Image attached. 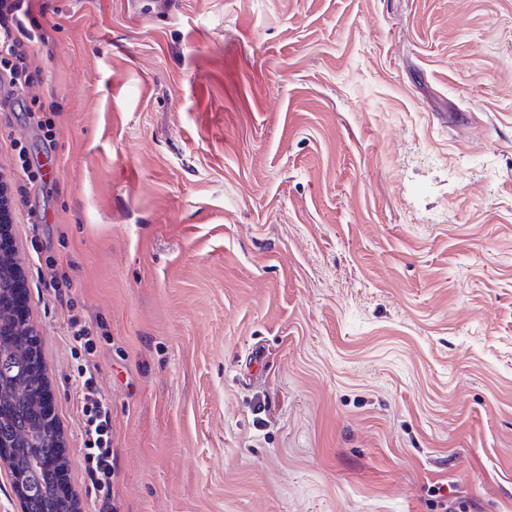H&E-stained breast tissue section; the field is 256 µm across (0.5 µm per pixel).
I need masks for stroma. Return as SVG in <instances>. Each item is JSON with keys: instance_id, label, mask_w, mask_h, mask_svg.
Instances as JSON below:
<instances>
[{"instance_id": "35a3bbf8", "label": "stroma", "mask_w": 512, "mask_h": 512, "mask_svg": "<svg viewBox=\"0 0 512 512\" xmlns=\"http://www.w3.org/2000/svg\"><path fill=\"white\" fill-rule=\"evenodd\" d=\"M25 23L0 174L78 512L74 315L114 512H512V0Z\"/></svg>"}]
</instances>
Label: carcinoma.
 <instances>
[{
	"label": "carcinoma",
	"mask_w": 512,
	"mask_h": 512,
	"mask_svg": "<svg viewBox=\"0 0 512 512\" xmlns=\"http://www.w3.org/2000/svg\"><path fill=\"white\" fill-rule=\"evenodd\" d=\"M15 358L0 351V448L22 465L26 479L18 495L24 512H70L71 502L61 484L64 453L57 447L58 427L46 398L44 374L29 373L16 380Z\"/></svg>",
	"instance_id": "obj_1"
}]
</instances>
